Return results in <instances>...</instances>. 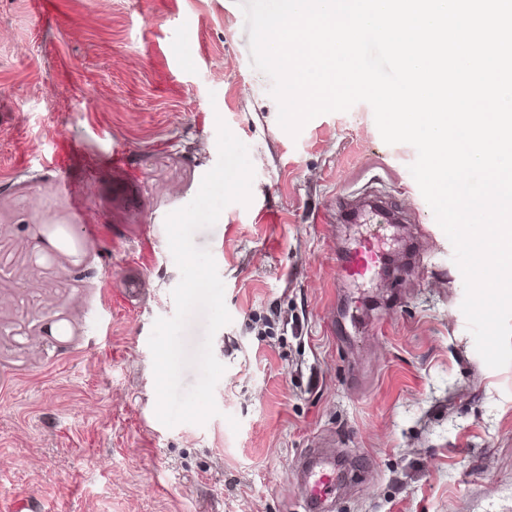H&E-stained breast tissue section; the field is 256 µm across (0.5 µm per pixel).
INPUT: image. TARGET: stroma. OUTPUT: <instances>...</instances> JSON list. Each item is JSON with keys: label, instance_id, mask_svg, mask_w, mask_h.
Returning <instances> with one entry per match:
<instances>
[{"label": "stroma", "instance_id": "1", "mask_svg": "<svg viewBox=\"0 0 512 512\" xmlns=\"http://www.w3.org/2000/svg\"><path fill=\"white\" fill-rule=\"evenodd\" d=\"M271 86L235 0H0V512H305L312 453L342 474L324 512H512V365L475 349L414 147L364 102L291 136ZM221 121L254 178L194 234L231 317L219 413L168 427L148 346L180 281L165 220ZM49 223L81 242L51 264ZM372 233L379 264L343 278Z\"/></svg>", "mask_w": 512, "mask_h": 512}]
</instances>
